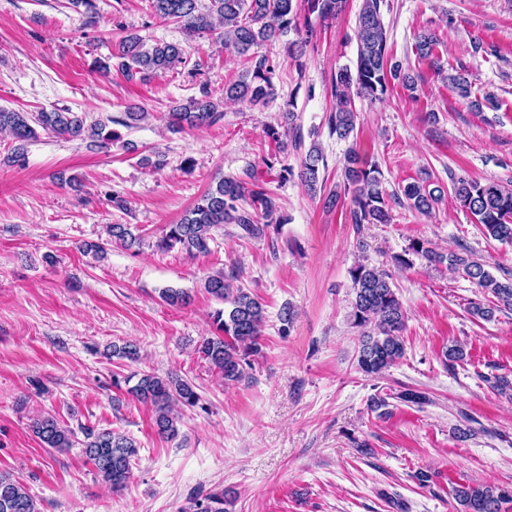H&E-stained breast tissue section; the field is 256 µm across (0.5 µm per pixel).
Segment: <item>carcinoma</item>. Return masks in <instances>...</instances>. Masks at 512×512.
Instances as JSON below:
<instances>
[{"instance_id":"cac0c4a2","label":"carcinoma","mask_w":512,"mask_h":512,"mask_svg":"<svg viewBox=\"0 0 512 512\" xmlns=\"http://www.w3.org/2000/svg\"><path fill=\"white\" fill-rule=\"evenodd\" d=\"M347 0H150L153 12L164 22H176L191 34H204L224 27V48L239 56H246L250 69L235 80L224 83V99L243 101L253 106L266 105L275 97L272 82L274 64L266 54L257 52L260 46L274 42L288 32L295 31L299 39L289 43L291 55L298 57L310 45L314 28L310 23H300L301 13L317 14L323 21L333 20L345 9ZM385 0H363L355 27L357 43L356 69L339 71L333 81L336 109L329 115L331 133L347 139L356 128L357 113L353 109L351 94L370 100L383 96L391 82L400 81L412 89L415 82L402 65L390 62L388 34L381 8ZM116 57L121 59L119 68L123 76L132 80H146L150 76L171 70L184 63L183 50L171 42L157 41L151 45L137 34L123 37L118 44ZM282 112L280 127L270 126L265 135L287 149L282 140L294 130L297 118L292 110ZM146 117L141 106L128 102L120 124L132 128ZM224 118L207 88L200 89V96L190 97L171 108L168 125L174 132L184 128L212 126ZM49 131L72 139L90 140L96 146L106 147L120 138L118 132L106 130L102 121L87 122V116L69 108H56L50 112H27L0 109V133L12 139V149L7 162L22 165L26 162L29 145L39 139L38 130ZM324 156L320 148L312 146L302 158L298 177L315 196L318 193L320 163ZM343 189H336L324 198V207L338 206L342 196H350L351 223L385 224L390 218L387 193L382 174L375 162L367 160L355 149L344 156L341 168ZM455 199L459 205L478 217L484 234L494 240L512 242V189L495 181L484 183L458 178L453 181ZM409 206L422 214L430 213L442 199L438 189L430 187L427 179L409 183L402 189ZM262 216L266 224L257 222ZM278 206L268 189L257 182L248 183L235 178H221L216 186L201 195L175 224L166 226L165 234L157 241L161 251L176 246L189 255L208 254L214 241L211 231L224 224H234L242 237H257L265 225L280 224ZM111 242L127 249L140 243L129 224H112L109 227ZM408 253L421 256L430 264H447L451 270H461L478 288L489 292L493 299L484 303H471L472 316L489 321L495 311L512 308V279L500 281L485 265L469 255L456 252L440 253L417 239L410 243ZM352 300V327L359 333L357 365L367 376L380 377L397 364L405 355L403 331L406 312L387 277L365 264L350 268ZM203 288L216 300L225 304L214 311L212 322L218 335L202 338L197 352L210 368L227 382H239L251 367L250 356L260 351V338L265 322L262 303L248 291L234 288L224 274L212 275L204 280ZM161 299L170 306H186L191 295L183 290L165 289ZM129 392L140 402L154 410V426L159 436L173 439L179 433L177 407H195L199 395L190 382L173 376L143 373ZM32 432L44 447L64 451L74 447L76 432L60 424L51 416L33 421ZM82 446L88 460L95 467L102 482L114 492L122 491L132 473V461L138 456V445L132 438L112 430L96 432L82 429ZM456 512H501V504L512 498V492L498 486L459 485L452 493ZM226 494L219 490L190 501L185 512H227L224 508ZM0 512H38L35 499L27 488L11 474L0 473Z\"/></svg>"}]
</instances>
